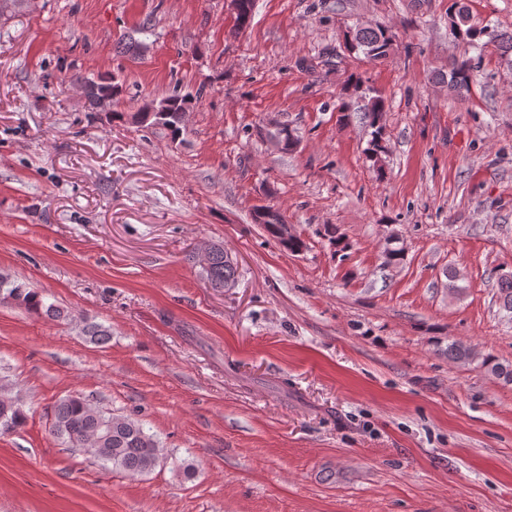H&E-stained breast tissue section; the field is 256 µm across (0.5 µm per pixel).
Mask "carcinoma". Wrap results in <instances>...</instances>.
Returning a JSON list of instances; mask_svg holds the SVG:
<instances>
[{"label": "carcinoma", "instance_id": "1", "mask_svg": "<svg viewBox=\"0 0 512 512\" xmlns=\"http://www.w3.org/2000/svg\"><path fill=\"white\" fill-rule=\"evenodd\" d=\"M449 13L455 15L454 26L465 27L463 34L470 42L488 38V42L503 56H512V33L500 32L488 25L477 27L469 24V16L458 7V0H453ZM354 52L371 61L387 58L390 39L386 29L381 26L366 27L355 31ZM473 77L469 62L456 64L450 72V84L453 88L467 91ZM89 87L88 106L98 107L102 94L117 95L121 85L117 78L96 82L86 79ZM186 98L172 95L161 102L162 112H138L133 116L135 123L144 128L162 127L169 131L171 138L179 137L181 131L180 114L184 110ZM385 111V103L380 97H372L364 108V119L372 128V137L382 133L378 125ZM281 215L272 210L262 222L266 233L281 242L292 253H299L305 248L304 242L297 237L281 239ZM200 276L216 290L232 285L237 279V266L224 255V246H211L206 264L200 266ZM499 308L505 311L512 321V275L500 278L496 295ZM13 301L28 310L50 320L63 321L69 318L68 311L53 303H45L42 294L27 288L8 275H0V302ZM83 335L95 345L106 344L111 336V329L98 323H90L82 328ZM477 358V353L470 347L456 343L448 344V360L454 363H470ZM482 364L491 373L507 384H512V363L495 362L485 358ZM52 427L54 434L71 448H87L101 468L120 470L132 476L145 475L160 465L163 456L159 442L154 435L145 431L143 425L128 416L115 415L102 409L92 400L80 395L68 396L59 400L52 410ZM26 416L18 404L8 398L0 397V434L15 431L23 425Z\"/></svg>", "mask_w": 512, "mask_h": 512}]
</instances>
